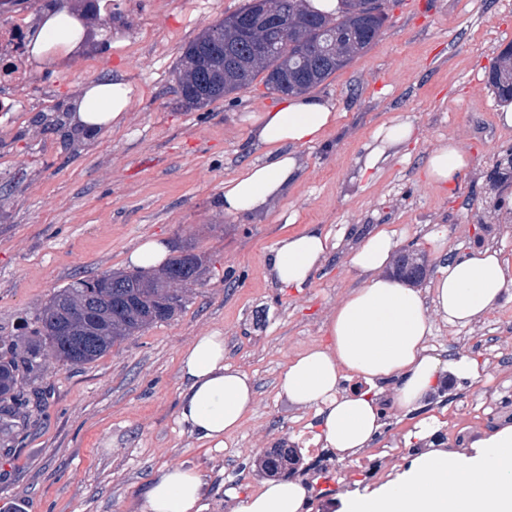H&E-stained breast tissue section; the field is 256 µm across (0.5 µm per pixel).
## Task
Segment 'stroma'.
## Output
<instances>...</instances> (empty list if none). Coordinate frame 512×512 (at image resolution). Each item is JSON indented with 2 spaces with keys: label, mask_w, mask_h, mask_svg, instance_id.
<instances>
[{
  "label": "stroma",
  "mask_w": 512,
  "mask_h": 512,
  "mask_svg": "<svg viewBox=\"0 0 512 512\" xmlns=\"http://www.w3.org/2000/svg\"><path fill=\"white\" fill-rule=\"evenodd\" d=\"M246 0H112V21L96 29V53L34 68L26 111L0 112V339L19 336L49 299L79 279L127 270L143 238L168 239L202 260L174 316L79 367L48 362L24 377L22 395L39 412L0 434V512H141L159 472L202 474V512H233L263 477L256 458L288 444L303 453V512H340L345 498L396 479L430 448L466 453L512 414V295L476 324L449 326L432 315L426 345L440 360L467 358L477 378L441 371L411 413L378 397L382 428L354 461L316 447L317 420L283 393L287 362L329 341L328 322L362 280L351 251L374 225L394 229L402 247L425 255L419 283L430 294L439 261L430 235L449 252L500 250L512 261V207L490 176L512 154V127L497 120L488 80L494 57L512 44V0H396L381 37L313 95L339 114L334 128L299 148L302 175L260 213L230 216L224 183L261 157L244 116L278 107L262 80L201 108L176 92L182 50L211 22ZM118 78L133 87L125 124L64 145L40 117L72 104L86 87ZM411 121L409 141L378 171L358 164L376 129ZM454 141L467 159L457 182L427 176L430 154ZM332 248L310 284L283 288L268 257L283 236L311 227ZM220 333L224 360L255 387L240 430L223 448L182 432L176 417L181 353L195 337Z\"/></svg>",
  "instance_id": "35a3bbf8"
}]
</instances>
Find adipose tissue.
I'll list each match as a JSON object with an SVG mask.
<instances>
[{"instance_id":"1","label":"adipose tissue","mask_w":512,"mask_h":512,"mask_svg":"<svg viewBox=\"0 0 512 512\" xmlns=\"http://www.w3.org/2000/svg\"><path fill=\"white\" fill-rule=\"evenodd\" d=\"M81 28L80 21L63 12L39 28L35 41L68 55ZM131 93L128 84L116 79L95 84L81 92L70 120L91 133L122 126ZM336 118L330 101L305 94L286 98L273 111L247 115L265 155L225 181V214L256 213L281 196L302 174L296 147L317 141ZM411 133L412 124L406 120L381 127L363 158V170L379 168ZM398 247L394 231L382 227L353 251L350 267L362 277V286L352 290L333 314L327 327L329 344L310 347L291 360L281 379L293 405L315 410L317 441L342 460L353 459L370 445L380 430L381 413L370 394L342 390L341 379L368 385L398 379L396 404L415 409L441 364L425 345L432 330L430 313L440 314L449 325L466 327L512 292V264L498 250L450 258L439 239L435 252L442 264L433 298L425 300L421 291L387 276ZM328 249L329 236L317 227L286 236L271 252L270 273L283 286L305 287ZM181 377L180 425L191 437L223 447L225 438L240 428L255 388L244 372L225 363L220 333L193 339L182 353ZM480 446L466 459L431 449L403 478L376 492L352 496L346 512H512V427L496 431ZM204 487L198 471L163 470L146 489L142 512H196ZM226 495L235 502L233 512H301L307 491L300 481L281 479L265 481L244 497L232 488Z\"/></svg>"}]
</instances>
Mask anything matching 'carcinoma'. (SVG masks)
Instances as JSON below:
<instances>
[{"mask_svg": "<svg viewBox=\"0 0 512 512\" xmlns=\"http://www.w3.org/2000/svg\"><path fill=\"white\" fill-rule=\"evenodd\" d=\"M337 18H323L305 7V0H267L266 11L288 14V47L264 53L260 44L269 33L261 15L250 4L209 26L183 48L177 65L179 94L184 105L197 108L249 86L264 75L275 93L306 92L321 85L354 56L366 51L382 34L386 19L370 13L369 0H346ZM489 81L497 94L512 98V46L493 60ZM187 265L177 256L157 273L106 271L74 281L60 289L38 317L31 338L11 340L0 351V431L10 430L16 416L8 404L20 374L50 358L66 366L92 363L112 346L136 335L146 326L171 318L182 306V289L171 273ZM400 280L417 284L428 274L425 258L401 251L395 260ZM300 462L295 448H278L264 455L259 471L275 476Z\"/></svg>", "mask_w": 512, "mask_h": 512, "instance_id": "1", "label": "carcinoma"}]
</instances>
